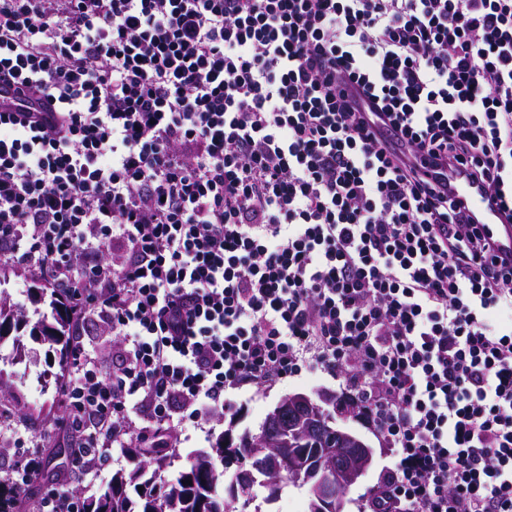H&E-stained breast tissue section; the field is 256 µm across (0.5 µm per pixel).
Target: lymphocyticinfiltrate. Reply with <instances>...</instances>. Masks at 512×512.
Masks as SVG:
<instances>
[{"label":"lymphocytic infiltrate","instance_id":"1","mask_svg":"<svg viewBox=\"0 0 512 512\" xmlns=\"http://www.w3.org/2000/svg\"><path fill=\"white\" fill-rule=\"evenodd\" d=\"M0 264L75 335L108 461L315 369L395 461L367 512H512V0H0ZM454 190L456 193L468 199L474 207L479 210L482 215V221L485 222L484 224L493 225L503 248L508 251L512 250L511 226L498 223L497 213L485 207L484 199L481 197L480 191H477L471 185L460 180L456 182ZM115 336L105 335L96 322H91L88 327V336H84L86 353L101 366L103 370L112 371V354Z\"/></svg>","mask_w":512,"mask_h":512}]
</instances>
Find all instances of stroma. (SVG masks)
I'll return each instance as SVG.
<instances>
[{"label": "stroma", "instance_id": "1", "mask_svg": "<svg viewBox=\"0 0 512 512\" xmlns=\"http://www.w3.org/2000/svg\"><path fill=\"white\" fill-rule=\"evenodd\" d=\"M0 299L13 305L29 322L15 338L0 343V482L10 483L14 476L15 440L21 437L37 443L41 457L48 461L38 482L40 490H47L57 478L64 477L81 500L97 497L116 471L127 468L128 459L117 453L110 464L95 461L82 467L66 454L69 441L57 427L62 415L58 394L62 368L59 361L51 360L48 344L35 340L30 330L31 324L51 314L52 293L41 279L1 267ZM19 342L26 348L22 358L15 352ZM325 392L339 394L336 379L319 371H305L271 384L260 393L238 394L234 410L224 416L199 424L184 421L165 436L171 462L162 471L164 478H177L189 466L194 453L210 449L221 435L235 438L246 432L259 433L267 415L283 397L293 393L315 397ZM347 426L376 450L367 474L349 492V512H364L365 492L375 483L382 468L393 462L394 454L358 415L349 416Z\"/></svg>", "mask_w": 512, "mask_h": 512}]
</instances>
